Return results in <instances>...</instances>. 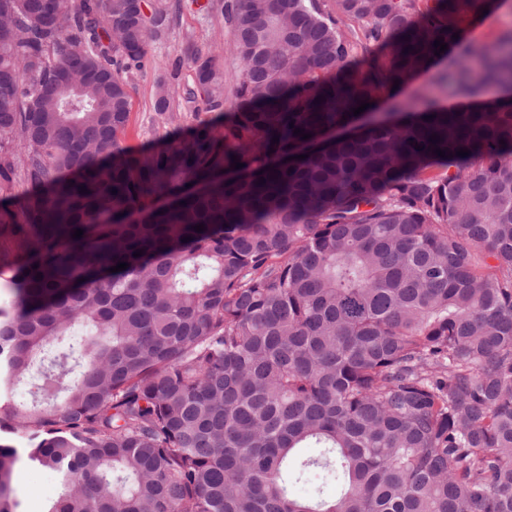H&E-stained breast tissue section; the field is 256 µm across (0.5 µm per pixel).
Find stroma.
<instances>
[{
    "label": "stroma",
    "mask_w": 512,
    "mask_h": 512,
    "mask_svg": "<svg viewBox=\"0 0 512 512\" xmlns=\"http://www.w3.org/2000/svg\"><path fill=\"white\" fill-rule=\"evenodd\" d=\"M178 3L168 35L152 46V53L160 64L159 70L149 69L130 77L131 112L122 144L133 151H144L180 139L175 126L165 123L154 110V85L161 74L174 75L176 87L183 89L192 85V64L179 57L184 36H192L203 53L221 61L225 88H232L241 75L239 61L228 51L231 31L220 15L209 13L210 0H178ZM506 35H512V13L498 11L488 20L470 22L462 39L450 49L447 58L404 88L398 97L399 102L411 103L420 110L452 104L453 98L447 85L448 74L471 58L473 49L493 44ZM15 486L22 512H47L60 491L56 473L41 467L20 468Z\"/></svg>",
    "instance_id": "1"
}]
</instances>
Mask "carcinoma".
<instances>
[{"instance_id":"carcinoma-1","label":"carcinoma","mask_w":512,"mask_h":512,"mask_svg":"<svg viewBox=\"0 0 512 512\" xmlns=\"http://www.w3.org/2000/svg\"><path fill=\"white\" fill-rule=\"evenodd\" d=\"M498 7L213 0L232 111L188 35L183 100L224 122L140 153L128 75L176 5L0 0V512L22 464L46 512H512V97L479 100L512 37L455 107L375 111ZM34 370L61 403L15 402ZM20 510L23 512H43L51 505L60 491L58 476L55 472L41 468L24 466L15 478Z\"/></svg>"}]
</instances>
